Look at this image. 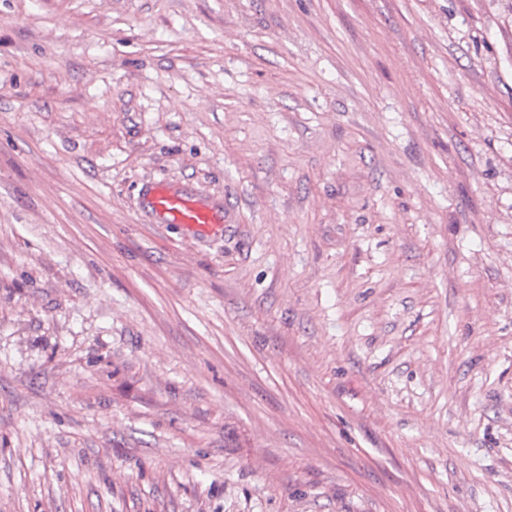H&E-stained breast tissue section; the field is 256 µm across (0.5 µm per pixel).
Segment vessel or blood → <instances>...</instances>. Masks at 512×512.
I'll return each mask as SVG.
<instances>
[{
  "mask_svg": "<svg viewBox=\"0 0 512 512\" xmlns=\"http://www.w3.org/2000/svg\"><path fill=\"white\" fill-rule=\"evenodd\" d=\"M144 201L148 211L164 224H182L192 229H203L220 221L218 214L208 205L189 195L172 191L160 182L145 188Z\"/></svg>",
  "mask_w": 512,
  "mask_h": 512,
  "instance_id": "vessel-or-blood-1",
  "label": "vessel or blood"
}]
</instances>
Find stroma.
<instances>
[{"instance_id": "stroma-1", "label": "stroma", "mask_w": 512, "mask_h": 512, "mask_svg": "<svg viewBox=\"0 0 512 512\" xmlns=\"http://www.w3.org/2000/svg\"><path fill=\"white\" fill-rule=\"evenodd\" d=\"M0 512H512V0H0ZM143 195L145 206L160 219V224H182L192 229H203L220 223V217L211 207L187 194L172 191L163 183L149 184Z\"/></svg>"}]
</instances>
